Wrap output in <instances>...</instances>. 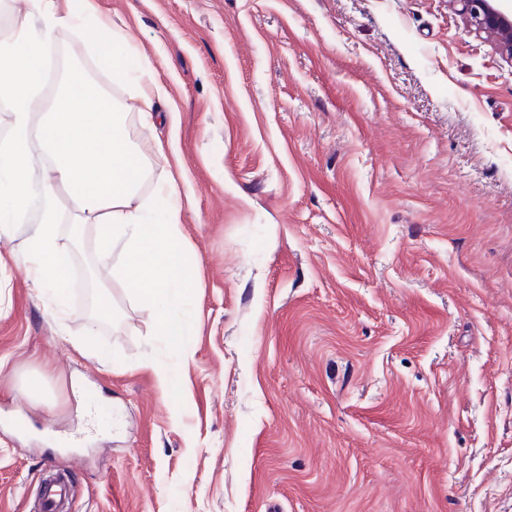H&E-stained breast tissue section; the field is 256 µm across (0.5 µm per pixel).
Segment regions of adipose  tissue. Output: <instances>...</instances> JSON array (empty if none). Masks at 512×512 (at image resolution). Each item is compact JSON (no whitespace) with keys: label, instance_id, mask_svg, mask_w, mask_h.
Segmentation results:
<instances>
[{"label":"adipose tissue","instance_id":"1","mask_svg":"<svg viewBox=\"0 0 512 512\" xmlns=\"http://www.w3.org/2000/svg\"><path fill=\"white\" fill-rule=\"evenodd\" d=\"M34 3V11L16 17L10 35L0 39V103L12 113L10 132L0 140V235L11 234L31 199H38L28 274L36 287L50 289L68 271L57 234L60 212L68 210L76 223L94 226L102 260L123 247L128 291L152 305L157 335L177 338L184 333L179 310L192 292L193 279L190 255L178 232L176 183L170 180L159 187L165 205L156 222H144L141 208L132 202L148 175L145 158L131 145L110 98L75 70L52 111L35 112L42 88L26 62L29 50L49 40L56 29L82 30L91 24L111 46L113 73L119 76L130 37L98 16L92 0H81L77 9L61 7L59 0ZM44 154L50 163L42 178H34Z\"/></svg>","mask_w":512,"mask_h":512}]
</instances>
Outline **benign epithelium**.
<instances>
[{"label":"benign epithelium","instance_id":"1","mask_svg":"<svg viewBox=\"0 0 512 512\" xmlns=\"http://www.w3.org/2000/svg\"><path fill=\"white\" fill-rule=\"evenodd\" d=\"M467 27L512 61V0H449Z\"/></svg>","mask_w":512,"mask_h":512}]
</instances>
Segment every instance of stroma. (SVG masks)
<instances>
[{
	"mask_svg": "<svg viewBox=\"0 0 512 512\" xmlns=\"http://www.w3.org/2000/svg\"><path fill=\"white\" fill-rule=\"evenodd\" d=\"M166 94L126 117L173 177L194 293L180 345L111 282L95 230L59 243L72 317L0 238V512L46 465L69 512H512V63L448 0H95ZM60 78L115 105L95 40ZM168 367L160 388L154 364Z\"/></svg>",
	"mask_w": 512,
	"mask_h": 512,
	"instance_id": "stroma-1",
	"label": "stroma"
}]
</instances>
